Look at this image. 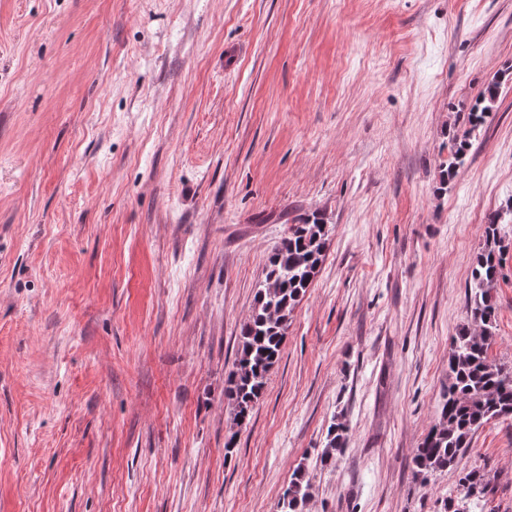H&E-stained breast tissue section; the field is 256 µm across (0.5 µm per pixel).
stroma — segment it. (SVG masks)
I'll return each instance as SVG.
<instances>
[{"instance_id":"35a3bbf8","label":"stroma","mask_w":512,"mask_h":512,"mask_svg":"<svg viewBox=\"0 0 512 512\" xmlns=\"http://www.w3.org/2000/svg\"><path fill=\"white\" fill-rule=\"evenodd\" d=\"M510 203L512 0H0V512H278L301 464L306 512H445L471 470L512 512V418L413 464ZM312 213L325 257L225 451L241 325ZM499 96L498 82L490 83L484 90L480 105L472 109L468 113L467 119L472 129L482 125L490 112L493 111ZM348 442V427L343 422H333L329 425L325 437L324 448L317 454L320 464L326 465L333 460L336 451L346 448Z\"/></svg>"}]
</instances>
